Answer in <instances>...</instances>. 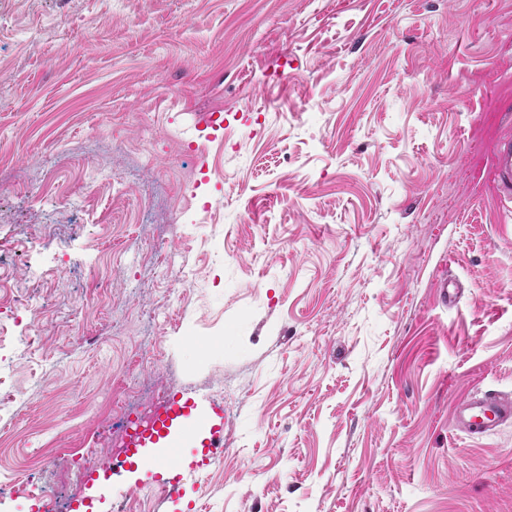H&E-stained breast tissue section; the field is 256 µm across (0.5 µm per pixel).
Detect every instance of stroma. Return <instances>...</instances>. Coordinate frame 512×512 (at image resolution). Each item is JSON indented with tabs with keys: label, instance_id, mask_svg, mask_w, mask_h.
Returning a JSON list of instances; mask_svg holds the SVG:
<instances>
[{
	"label": "stroma",
	"instance_id": "stroma-1",
	"mask_svg": "<svg viewBox=\"0 0 512 512\" xmlns=\"http://www.w3.org/2000/svg\"><path fill=\"white\" fill-rule=\"evenodd\" d=\"M510 134L512 0H0V512H113L35 453L163 384L229 437L142 512H512ZM496 189L503 195L512 192V137L502 138L496 148L493 160ZM452 420L467 437L483 439L512 423V398L491 389L474 391L455 405Z\"/></svg>",
	"mask_w": 512,
	"mask_h": 512
}]
</instances>
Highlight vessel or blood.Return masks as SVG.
Masks as SVG:
<instances>
[{
  "label": "vessel or blood",
  "instance_id": "vessel-or-blood-1",
  "mask_svg": "<svg viewBox=\"0 0 512 512\" xmlns=\"http://www.w3.org/2000/svg\"><path fill=\"white\" fill-rule=\"evenodd\" d=\"M495 186L502 194L512 193V137L502 138L493 160ZM456 430L479 440L500 426L512 423V398L491 389L468 394L454 407ZM202 436L204 448L224 445V408L200 391L183 399L165 402L157 413L153 429L140 435L132 455L149 471L157 470L161 458L175 457L190 435Z\"/></svg>",
  "mask_w": 512,
  "mask_h": 512
}]
</instances>
